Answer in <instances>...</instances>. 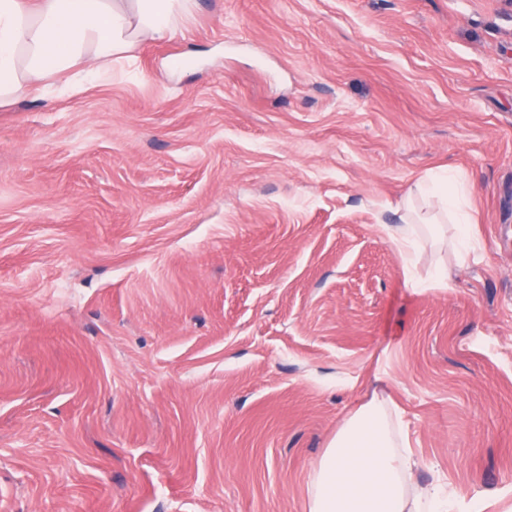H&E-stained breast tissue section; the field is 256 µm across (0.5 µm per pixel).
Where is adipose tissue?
<instances>
[{"label":"adipose tissue","mask_w":512,"mask_h":512,"mask_svg":"<svg viewBox=\"0 0 512 512\" xmlns=\"http://www.w3.org/2000/svg\"><path fill=\"white\" fill-rule=\"evenodd\" d=\"M195 0H0V106L33 81L64 87L110 79L112 64L143 36L174 34ZM437 214L409 207L387 229L403 254L433 232ZM385 397L348 416L309 479L308 512H461L439 480L418 485Z\"/></svg>","instance_id":"ef3b65f1"}]
</instances>
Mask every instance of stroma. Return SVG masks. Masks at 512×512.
<instances>
[{"label": "stroma", "mask_w": 512, "mask_h": 512, "mask_svg": "<svg viewBox=\"0 0 512 512\" xmlns=\"http://www.w3.org/2000/svg\"><path fill=\"white\" fill-rule=\"evenodd\" d=\"M128 57L0 107V512H307L376 395L512 512V5L195 0ZM418 194L424 198L431 199L436 197L439 203L442 204L441 210H446V217L452 219L454 224L466 223L465 215L457 212L460 205L462 194L456 182L450 181L447 178L438 182L435 186L431 187L428 184H421L417 187ZM437 220L438 214L430 209L424 212L423 208H417L412 203L408 212L402 216L404 224H399L396 228L385 227L384 232L406 257L432 234V226Z\"/></svg>", "instance_id": "35a3bbf8"}]
</instances>
